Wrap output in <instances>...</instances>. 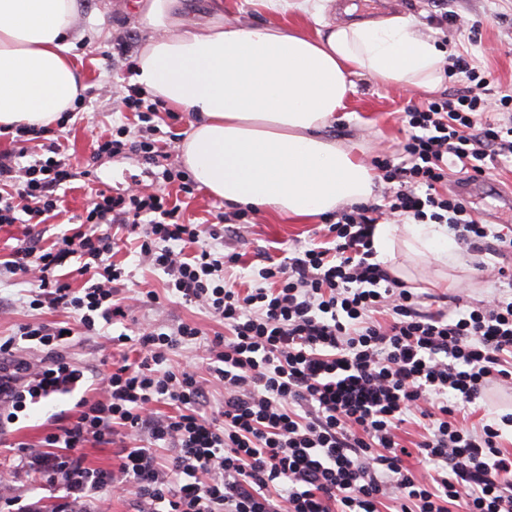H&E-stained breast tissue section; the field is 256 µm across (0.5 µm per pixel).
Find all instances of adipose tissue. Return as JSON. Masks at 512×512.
Here are the masks:
<instances>
[{
  "mask_svg": "<svg viewBox=\"0 0 512 512\" xmlns=\"http://www.w3.org/2000/svg\"><path fill=\"white\" fill-rule=\"evenodd\" d=\"M329 2L256 0L270 20L252 24L225 20L214 0L202 25L183 0H139L138 22L150 36L131 81L192 114L181 159L210 195L293 220L371 197V168L325 128L345 109L352 76L432 91L446 51L410 16L327 25ZM288 14L310 20L317 35L281 24ZM78 18L77 0H0V127L50 125L85 90L71 48L96 30ZM373 243L383 262L400 246L442 264L458 259L444 224L382 223Z\"/></svg>",
  "mask_w": 512,
  "mask_h": 512,
  "instance_id": "obj_1",
  "label": "adipose tissue"
}]
</instances>
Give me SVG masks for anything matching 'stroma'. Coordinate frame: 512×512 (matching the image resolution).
I'll return each mask as SVG.
<instances>
[{
	"mask_svg": "<svg viewBox=\"0 0 512 512\" xmlns=\"http://www.w3.org/2000/svg\"><path fill=\"white\" fill-rule=\"evenodd\" d=\"M133 0H79L80 17H95L101 21V34L94 40H77L72 56L87 77L85 100L63 128L64 143L71 157L76 178L66 186V206L70 215L83 211L86 203L99 190L121 192L137 188L144 192L162 189L163 183L152 173L153 168H181L180 144L165 146L157 165L143 163L138 156L126 152L92 159L96 136L108 128L120 125L125 115L116 105L127 96L132 84L133 59L148 39L141 29L132 6ZM391 16H412L423 25L424 32L452 55H464L472 65L490 75V97L498 99L501 92L512 90V0H448L447 10L434 7L432 0H336L335 11L326 16L327 23L347 24L354 21ZM355 87L349 104L337 113L326 128V135L343 146L353 148L364 162L383 152H393L405 135L400 114L409 101L425 100L422 90L406 91L378 85L366 76L354 79ZM90 177H83L85 169ZM466 200L476 219L493 225L512 226V202L504 191L512 184V165L488 170L484 177L470 183ZM179 205L186 221L212 224L219 213H233V206L208 195L203 189L193 194H180ZM323 219L293 222L271 213L249 212L248 221L225 229L224 237L214 246L224 253H236L240 261L233 269L239 287L254 285L264 257L283 261L297 248L318 242ZM117 245L112 252L115 263L121 264L127 278L125 296L155 291L159 301L153 305H134L131 316L139 324L171 330L179 322H194L203 330L204 339L169 353L170 365L187 361L204 363L208 338L223 333L224 326L202 306L177 303L166 289V274L140 259L136 242L116 230ZM400 276L417 292L436 295L438 309L451 310L450 298L462 293L465 301L476 302L495 294L496 279L481 276L472 266L451 269L449 285H441L438 267L431 260H412L399 256ZM28 283L20 280H0V338L16 334L19 326L28 322L66 320L64 312L33 310L28 306ZM121 325L104 327L100 335L73 336L67 351L72 361L95 364L104 357L121 360L120 347L111 342ZM52 422L47 415L20 416L9 426L5 446H0V497L31 501L40 498L41 512H59L65 491L61 485H48L42 475L20 464V443L39 447Z\"/></svg>",
	"mask_w": 512,
	"mask_h": 512,
	"instance_id": "obj_1",
	"label": "stroma"
}]
</instances>
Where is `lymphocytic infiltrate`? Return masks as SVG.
Returning a JSON list of instances; mask_svg holds the SVG:
<instances>
[{
  "instance_id": "obj_1",
  "label": "lymphocytic infiltrate",
  "mask_w": 512,
  "mask_h": 512,
  "mask_svg": "<svg viewBox=\"0 0 512 512\" xmlns=\"http://www.w3.org/2000/svg\"><path fill=\"white\" fill-rule=\"evenodd\" d=\"M450 75L464 87L406 107L408 136L396 156L373 165L386 185L385 205L341 209L325 225L324 245L268 264L261 286L240 290L227 274L239 261L212 246L220 224L184 222L162 192L92 196L77 225L50 245L32 238L0 261V276L32 280L29 306L71 314L82 335L116 324L128 306L126 275L112 261L113 225L138 236L139 253L168 275L172 295L220 320L208 370L224 386L211 407L195 365L165 368L169 351L198 340L196 324L171 332L135 328L118 344L140 346L137 360L91 370L65 353L64 326L26 323L0 341V417L14 422L26 399H45L92 383L75 417L55 421L44 452L29 467L63 481L68 512L106 488L128 491L141 512H512V453L499 423L473 430L466 417L490 384L512 386V298L457 311L432 310L427 297L375 259L377 224L398 217L446 224L512 288V228L473 218L448 194V174H485L512 162V95L489 116L483 71L453 57ZM140 127L120 125L96 141L95 155L137 154L154 164L163 133L154 119L162 100L125 98ZM17 153H0V224L34 228L62 212L59 193L74 177L61 143L44 126L15 129ZM27 165H19V158ZM85 286L70 283L68 262ZM24 340L39 364L17 356ZM423 432L413 446L400 433L410 419ZM117 446V469L87 467V446ZM416 465H409V458Z\"/></svg>"
}]
</instances>
